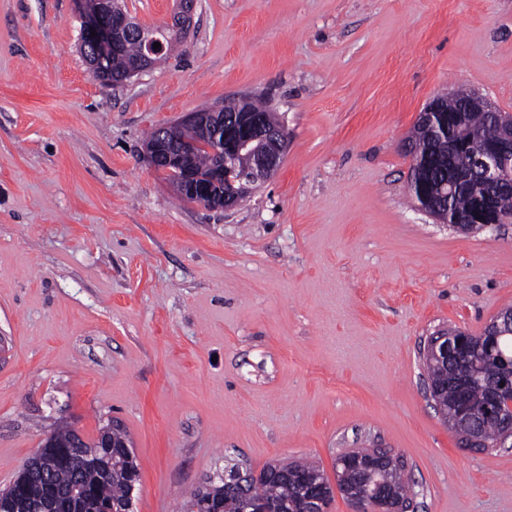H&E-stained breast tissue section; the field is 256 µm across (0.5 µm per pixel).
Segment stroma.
I'll return each mask as SVG.
<instances>
[{"instance_id":"35a3bbf8","label":"stroma","mask_w":512,"mask_h":512,"mask_svg":"<svg viewBox=\"0 0 512 512\" xmlns=\"http://www.w3.org/2000/svg\"><path fill=\"white\" fill-rule=\"evenodd\" d=\"M82 0H0V489L58 426L115 422L132 512H177L234 459L385 448L414 512H512V447L466 450L422 349L512 307V224L460 232L410 196L434 96L512 114V0H197L176 53L121 85L79 52ZM260 99L278 174L224 211L143 149Z\"/></svg>"}]
</instances>
